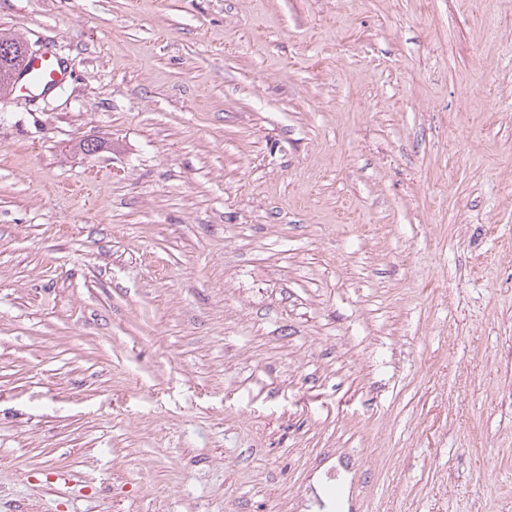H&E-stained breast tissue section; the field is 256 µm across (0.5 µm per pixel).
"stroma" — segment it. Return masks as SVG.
Masks as SVG:
<instances>
[{"instance_id":"1","label":"stroma","mask_w":512,"mask_h":512,"mask_svg":"<svg viewBox=\"0 0 512 512\" xmlns=\"http://www.w3.org/2000/svg\"><path fill=\"white\" fill-rule=\"evenodd\" d=\"M0 31V512H512V0ZM26 39L14 35L0 33V92L7 93L13 73L19 68L26 57L28 44ZM6 45L8 51L2 50ZM27 72L12 86V92L20 94L23 88L30 94L44 93L54 86L64 84L70 74L67 67L52 53H40L26 60Z\"/></svg>"}]
</instances>
